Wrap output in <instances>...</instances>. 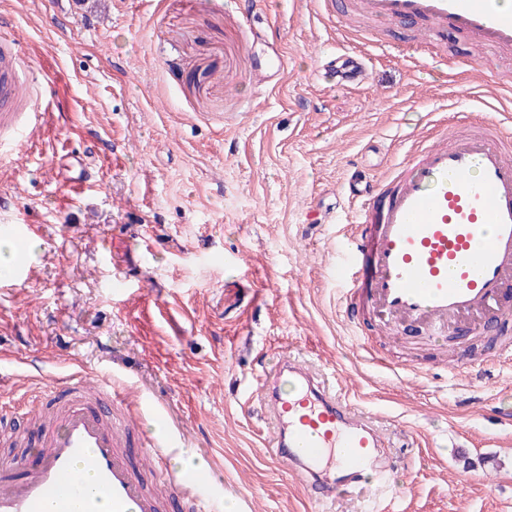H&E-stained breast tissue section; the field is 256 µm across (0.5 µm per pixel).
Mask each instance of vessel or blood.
Wrapping results in <instances>:
<instances>
[{"mask_svg": "<svg viewBox=\"0 0 512 512\" xmlns=\"http://www.w3.org/2000/svg\"><path fill=\"white\" fill-rule=\"evenodd\" d=\"M360 15L381 23L424 26L436 37L460 33L474 47L512 48V8L502 0H354ZM17 31L0 32V146L21 148L47 121L44 97L19 67ZM339 80L363 74L350 58L329 61ZM346 195L360 218L337 246V281L359 292L385 320L450 332L462 321L499 310L512 290V130L484 119L462 131L441 125L418 143L389 183L352 175ZM88 392L78 375L56 380L43 396L54 404L51 428L33 438L30 465L0 461V512H159L163 494L147 489L139 468L163 472L168 452L130 451L112 411L140 410L123 390L100 382ZM257 398L271 424L270 454L301 478L308 498L326 504L366 487L392 488L399 461L382 429L325 375L291 356L265 371ZM85 469L87 482L76 477ZM191 503L222 492L197 473L178 477Z\"/></svg>", "mask_w": 512, "mask_h": 512, "instance_id": "b4317fda", "label": "vessel or blood"}]
</instances>
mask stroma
Returning <instances> with one entry per match:
<instances>
[{
  "instance_id": "obj_1",
  "label": "stroma",
  "mask_w": 512,
  "mask_h": 512,
  "mask_svg": "<svg viewBox=\"0 0 512 512\" xmlns=\"http://www.w3.org/2000/svg\"><path fill=\"white\" fill-rule=\"evenodd\" d=\"M343 0H0L19 56L48 91L43 130L0 165V216L37 225L25 249L0 231V434L32 432L36 388L82 373L124 386L160 445L239 501L240 512H316L266 452L253 393L294 353L334 377L403 456L397 488L339 496L326 512H512V362L468 372L447 341L382 331L365 300L344 316L336 241L359 205L352 172L384 180L439 122L512 118V60L443 59L469 41L402 53L403 28L349 37ZM284 74L266 67L275 54ZM359 57L357 83L325 65ZM270 86L258 94L257 79ZM92 181H56L83 156Z\"/></svg>"
}]
</instances>
